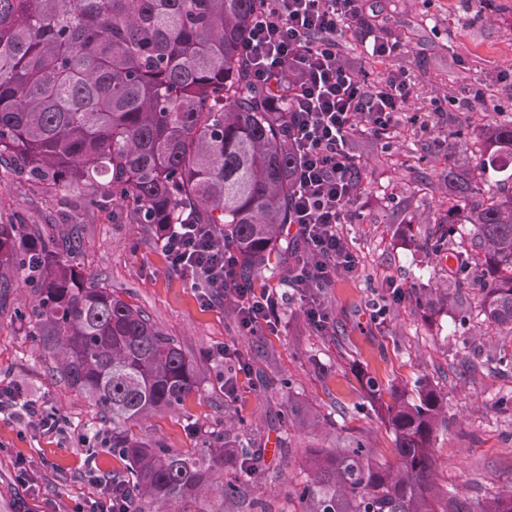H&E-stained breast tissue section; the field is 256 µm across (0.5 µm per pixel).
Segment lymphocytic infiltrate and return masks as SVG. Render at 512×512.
I'll use <instances>...</instances> for the list:
<instances>
[{
	"instance_id": "f902f5d3",
	"label": "lymphocytic infiltrate",
	"mask_w": 512,
	"mask_h": 512,
	"mask_svg": "<svg viewBox=\"0 0 512 512\" xmlns=\"http://www.w3.org/2000/svg\"><path fill=\"white\" fill-rule=\"evenodd\" d=\"M241 45L255 83L273 84L288 100V142L298 158L289 219L301 247L296 250L294 282L316 288L352 273L357 258L339 231L357 199L360 184L350 151L355 135L394 134L407 104L402 75L388 74L371 85L340 58V38L362 23L366 0H261ZM170 266L193 286L203 287L206 303L237 301L239 327L254 335L277 331L279 294L256 289L241 277L239 257L218 246L210 225L177 224L162 239ZM11 413L36 431L56 429L36 402H19L0 388V414Z\"/></svg>"
}]
</instances>
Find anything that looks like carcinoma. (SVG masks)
<instances>
[{"mask_svg": "<svg viewBox=\"0 0 512 512\" xmlns=\"http://www.w3.org/2000/svg\"><path fill=\"white\" fill-rule=\"evenodd\" d=\"M259 0H0V166L49 192L110 198L138 224H209L253 276L277 257L297 157L282 111L254 85L240 54ZM475 167H448V228L435 245L470 228L480 251L481 313L512 326V120L483 125ZM76 228L50 235L36 224H0V292L21 283L35 301L19 315L52 375L89 398L109 425L112 456L135 492V512L168 506L213 486L224 445L175 452L127 425L175 410L197 392L193 362L172 337L80 267ZM362 387L395 436L380 462L344 435L307 458L303 512H437L432 440L443 402L428 383ZM302 430L328 419L288 400ZM448 512H512V487L484 504L448 499Z\"/></svg>", "mask_w": 512, "mask_h": 512, "instance_id": "carcinoma-1", "label": "carcinoma"}]
</instances>
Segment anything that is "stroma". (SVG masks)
<instances>
[{"instance_id":"obj_1","label":"stroma","mask_w":512,"mask_h":512,"mask_svg":"<svg viewBox=\"0 0 512 512\" xmlns=\"http://www.w3.org/2000/svg\"><path fill=\"white\" fill-rule=\"evenodd\" d=\"M367 12L381 18L379 35L396 44L394 56L382 65L370 62L354 29L343 56L371 83L388 70L403 72L408 102L390 140L363 133L353 142L361 189L340 231L357 256L355 273L311 293L289 289L277 334L242 335L233 301L205 304L190 280L170 267L152 226L135 223L115 203L49 194L0 172V224L79 225L81 269L126 291L127 301L195 360L198 390L183 409L133 423L132 431L182 452L218 438L228 456L244 444L255 448L254 476L241 478L230 459L217 475L221 483L244 480L241 497L230 502L208 491L179 504L177 512H301L296 490L308 478L305 461L340 434L359 437L379 461H392L393 434L360 385L361 370L398 390L426 381L442 397L448 421L432 440L439 512L449 494L482 504L512 485V370L499 364L512 353V334L482 321L480 283L456 285L451 270L457 258L473 259L470 243L434 244L448 209L444 173L467 162L449 152V127H464L474 144L484 116L512 113V80L506 78L512 0H367ZM477 82L486 88L484 102L472 109L457 105L461 91ZM389 281L405 288L403 301H384L382 286ZM420 294L450 296L455 306L439 302L420 310L414 302ZM313 298L330 315L326 330L306 319ZM32 300L21 286L0 304V384L21 400L37 401L59 426L39 433L0 415V512H15L23 469L57 512H74L96 498L100 478L121 465L110 451L84 446L101 421L89 399L51 377L17 320ZM224 344L238 347L250 363L233 398L225 396L224 380L235 375L234 367L216 354ZM292 398L317 406L330 425L316 431L290 426Z\"/></svg>"}]
</instances>
